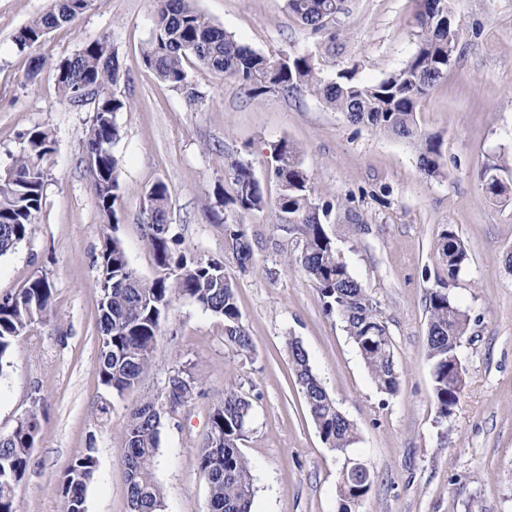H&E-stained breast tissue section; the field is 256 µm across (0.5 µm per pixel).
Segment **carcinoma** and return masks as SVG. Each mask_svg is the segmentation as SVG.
Instances as JSON below:
<instances>
[{
    "label": "carcinoma",
    "instance_id": "cac0c4a2",
    "mask_svg": "<svg viewBox=\"0 0 512 512\" xmlns=\"http://www.w3.org/2000/svg\"><path fill=\"white\" fill-rule=\"evenodd\" d=\"M153 25L142 49L145 65L155 77L184 95L189 106L201 108L203 96L189 79L187 67L194 63L211 74L240 83L253 97L273 90L286 94H309L341 112L353 124L411 144L418 168L427 179L442 174L441 142L423 132L416 123L420 100L433 88L455 60L463 32L454 18L458 0H422L417 48L395 73L370 84L344 71L334 79L325 77L313 57L293 52L274 58L236 40L224 28L198 10L192 0H152ZM91 0H50L49 8L31 19L13 35L21 52L40 43L89 8ZM288 9L313 30L322 29L341 10V0H288ZM62 100L80 105L90 97L93 119L83 142L82 161L90 178L98 210L108 223L117 224L116 202L121 184V161L114 152L120 130L116 115L127 108L113 87L122 66L118 53L106 39L85 44L75 54L54 64ZM27 147L10 167L7 182H0V256L11 252L32 232L43 203L44 158L52 151L46 130L24 134ZM512 167V157L502 164L482 169L485 193L500 197L512 194L498 171ZM233 194L224 204L237 218L224 225L227 251L245 271L254 261L244 218L267 212L272 223L301 236L300 247L289 258L316 285L328 312H334L355 345L378 389L393 395L399 387L393 344L386 322L366 289L352 276L324 225L332 221V205L312 198L302 151L283 140L276 154L272 177L279 185L274 201L265 196L249 165L241 160L229 164ZM171 195L167 184H153L145 195L144 224L154 259L162 275L144 280L131 266L121 240L108 237L97 265L101 286L96 370L104 386L121 395L137 386L148 372L161 336V324L176 298H186L224 319L227 343L240 353L251 350L250 336L241 322L236 287L224 263L202 261L176 254V239L156 229L168 223ZM438 259L455 281L467 264V253L450 227L437 241ZM429 313L427 358L438 418L448 420L457 406L461 389L450 364L459 354L470 317L448 291L432 288L427 296ZM53 311V288L44 277H35L18 293L0 299V377L11 366L15 346L36 322H46ZM295 383L323 441L344 453L356 440V429L339 410L312 372L306 350L288 338ZM191 378L176 376L169 382V397L182 404L194 389ZM252 401L231 385L224 391L210 416L198 450V470L209 492V512H251L252 467L239 450L248 431ZM161 411L158 400L145 397L130 410L123 431L121 458L128 482L129 512H160L164 494L154 474L160 443ZM39 429V411L32 406L12 430L0 433V512H18L16 490L28 470ZM95 449L89 448L65 469L60 480L62 512H87L86 492L97 471ZM372 478L355 472L339 487L338 512H357L358 502L369 491Z\"/></svg>",
    "mask_w": 512,
    "mask_h": 512
}]
</instances>
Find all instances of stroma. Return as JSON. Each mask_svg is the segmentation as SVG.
I'll use <instances>...</instances> for the list:
<instances>
[{"instance_id": "35a3bbf8", "label": "stroma", "mask_w": 512, "mask_h": 512, "mask_svg": "<svg viewBox=\"0 0 512 512\" xmlns=\"http://www.w3.org/2000/svg\"><path fill=\"white\" fill-rule=\"evenodd\" d=\"M48 3L0 0V170L23 153L27 131L47 130L53 140L33 232L0 256V297L37 275L54 289L49 321L29 330L0 376V432L10 431L31 404L41 410L16 491L18 512H61L57 481L90 447L98 469L87 512H128L123 425L143 397L166 403L177 375L199 383L177 411L163 413L155 467L162 512H209L198 448L232 384L253 402L239 445L253 465L251 512H338L349 457L372 474L358 512H512V197L487 196L479 179L482 168L512 155V0L459 2L458 57L416 112L421 129L441 141L445 173L433 180L421 175L410 144L350 124L309 95L272 91L253 99L236 81L192 65L189 77L204 97L192 111L143 63L150 0H92L73 23L32 51H19L14 33ZM195 5L257 51L307 52L324 75L351 70L363 83L403 67L420 32V0H343L319 32L301 23L286 0ZM103 37L122 64L114 91L129 103L116 116L123 192L113 226L98 211L82 161L91 108L60 99L52 68ZM34 54L49 64L32 78ZM283 140L301 148L313 198L333 206L326 230L387 323L400 372L396 394L377 388L314 283L287 263L298 234L280 230L264 212L246 217L254 263L244 272L224 246V196L233 190L227 163L245 161L276 197L269 175ZM159 181L171 192L168 223L178 251L223 262L235 282L252 349L236 352L224 339L222 318L176 299L149 371L137 388L118 395L96 372L97 265L104 238L113 234L141 277L159 276L143 224L145 194ZM449 227L468 253L453 283L435 248ZM443 287L471 317L460 350L461 396L445 421L436 414L426 354L427 294ZM290 337L303 345L313 373L356 428L346 454L329 448L311 419L292 372Z\"/></svg>"}]
</instances>
